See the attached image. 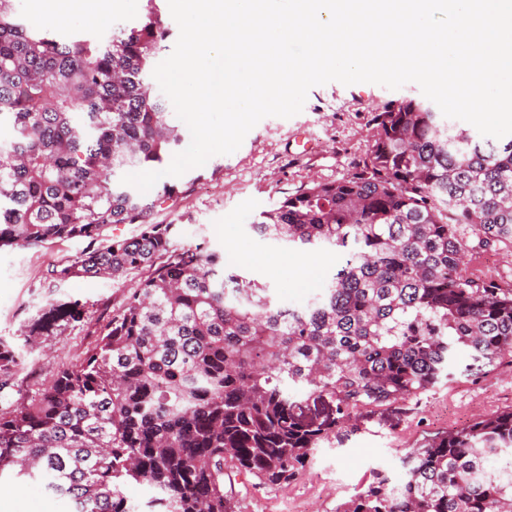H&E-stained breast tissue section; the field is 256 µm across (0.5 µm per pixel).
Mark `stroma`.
Listing matches in <instances>:
<instances>
[{
  "label": "stroma",
  "instance_id": "obj_1",
  "mask_svg": "<svg viewBox=\"0 0 512 512\" xmlns=\"http://www.w3.org/2000/svg\"><path fill=\"white\" fill-rule=\"evenodd\" d=\"M140 18V8L112 0L105 23L88 26L76 16L55 34L63 41L105 38ZM421 95L413 83L396 90L372 83L314 86L300 113L262 119L234 153L213 156L179 176L177 199L156 211L153 220L178 225L179 243L234 252L227 268L267 282L281 303L304 306L331 277L339 255L329 248L305 253L262 239L250 229L254 217L310 181H332L353 172L372 140L375 114L389 102ZM85 246L84 240L75 239L0 249V336L25 335L37 312L57 299L80 300L88 315L82 325L66 329L50 346L31 354L19 376L22 386L37 387L58 363L82 356L102 320L144 277L140 271L117 280L107 275L65 281L49 277V265ZM308 260L316 270L303 282L295 265ZM507 409H512V361L490 363L459 351L450 377L428 391L390 407L355 411V428L343 429L317 449L290 483L267 486L249 476H232L238 512H336L368 485L373 472L385 471L393 483H402L406 456L427 439Z\"/></svg>",
  "mask_w": 512,
  "mask_h": 512
}]
</instances>
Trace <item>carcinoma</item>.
<instances>
[{
	"label": "carcinoma",
	"mask_w": 512,
	"mask_h": 512,
	"mask_svg": "<svg viewBox=\"0 0 512 512\" xmlns=\"http://www.w3.org/2000/svg\"><path fill=\"white\" fill-rule=\"evenodd\" d=\"M0 0V248L73 238L59 281L145 269L77 363L0 408V489L39 482L72 512H236L229 471L291 482L361 407L431 388L457 353L512 354V288L467 273L472 253L512 249V140L496 144L404 97L375 118L361 166L312 181L255 217L258 236L343 256L304 307L226 273L224 254L173 242L149 199L118 179L156 171L186 138L148 78L169 36L156 0L104 44L60 41ZM138 224L132 238H105ZM78 299L42 309L23 344L0 336V394L14 390L32 337L85 319ZM326 397L334 410L307 418ZM511 457L507 477L492 456ZM382 471L339 512H512V409L439 434Z\"/></svg>",
	"instance_id": "cac0c4a2"
}]
</instances>
